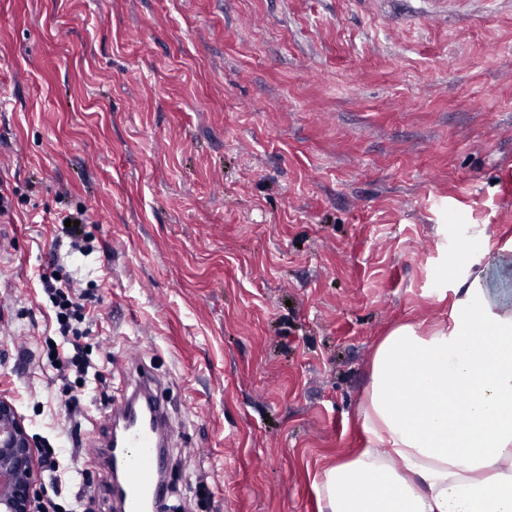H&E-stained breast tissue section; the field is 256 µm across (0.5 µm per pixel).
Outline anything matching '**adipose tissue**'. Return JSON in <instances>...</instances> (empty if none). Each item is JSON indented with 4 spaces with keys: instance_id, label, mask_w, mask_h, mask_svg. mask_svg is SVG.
<instances>
[{
    "instance_id": "ef3b65f1",
    "label": "adipose tissue",
    "mask_w": 512,
    "mask_h": 512,
    "mask_svg": "<svg viewBox=\"0 0 512 512\" xmlns=\"http://www.w3.org/2000/svg\"><path fill=\"white\" fill-rule=\"evenodd\" d=\"M457 293L452 327L378 346L371 445L324 471L327 512H512V307L478 278Z\"/></svg>"
}]
</instances>
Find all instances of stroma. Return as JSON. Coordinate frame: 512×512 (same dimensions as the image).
Returning a JSON list of instances; mask_svg holds the SVG:
<instances>
[{
  "label": "stroma",
  "mask_w": 512,
  "mask_h": 512,
  "mask_svg": "<svg viewBox=\"0 0 512 512\" xmlns=\"http://www.w3.org/2000/svg\"><path fill=\"white\" fill-rule=\"evenodd\" d=\"M0 182V392L30 433L66 447L67 398L103 445L39 360L55 275L100 299L113 399L161 382L169 504L323 512L390 330L448 324L478 275L512 306V0H0ZM59 224L62 226L63 234L70 240V247L72 250L77 251L84 257L92 254L93 249L85 244V238L81 233L82 224H87L88 216L85 209L77 208L73 212H68L61 216ZM71 220V227L65 226V220ZM74 221H79V226L74 227Z\"/></svg>",
  "instance_id": "obj_1"
}]
</instances>
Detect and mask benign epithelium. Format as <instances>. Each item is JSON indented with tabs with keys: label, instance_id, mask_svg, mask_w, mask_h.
Segmentation results:
<instances>
[{
	"label": "benign epithelium",
	"instance_id": "7a95c632",
	"mask_svg": "<svg viewBox=\"0 0 512 512\" xmlns=\"http://www.w3.org/2000/svg\"><path fill=\"white\" fill-rule=\"evenodd\" d=\"M36 444L6 394H0V512H31L36 495Z\"/></svg>",
	"mask_w": 512,
	"mask_h": 512
}]
</instances>
